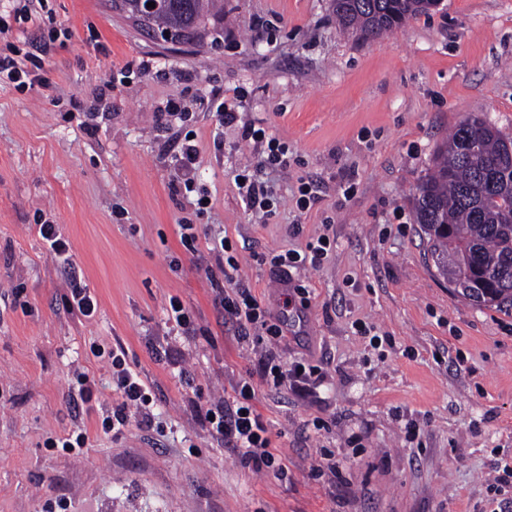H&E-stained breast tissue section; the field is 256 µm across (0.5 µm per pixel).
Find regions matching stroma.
Returning <instances> with one entry per match:
<instances>
[{
  "instance_id": "1",
  "label": "stroma",
  "mask_w": 512,
  "mask_h": 512,
  "mask_svg": "<svg viewBox=\"0 0 512 512\" xmlns=\"http://www.w3.org/2000/svg\"><path fill=\"white\" fill-rule=\"evenodd\" d=\"M7 45L46 84L0 81V512H512V486L493 483L512 465V315L458 297L414 217L456 124L477 115L512 138V0H442L370 41L338 31L333 0H220L194 39L169 43L112 0L27 13L0 0ZM214 91L241 92L238 123L204 106ZM169 100L184 121H166ZM244 122L288 148L265 220L235 183L257 161ZM188 134L191 171L176 156ZM304 182L316 194L301 209ZM44 222L68 241L93 317L66 311ZM321 235L320 266L291 272L307 304L286 306L290 285L263 258ZM222 237L287 324L282 360L322 372L304 391L255 387L283 479L205 419L259 356L216 303L208 245ZM173 297L191 332L168 321ZM95 344L123 346L151 390V425L101 432L120 398ZM81 374L99 393L77 407ZM75 430L86 448L51 447Z\"/></svg>"
}]
</instances>
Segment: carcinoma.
Masks as SVG:
<instances>
[{
    "mask_svg": "<svg viewBox=\"0 0 512 512\" xmlns=\"http://www.w3.org/2000/svg\"><path fill=\"white\" fill-rule=\"evenodd\" d=\"M440 0H334L339 29L382 37ZM149 24L177 37L200 28L214 0H159ZM512 140L469 116L436 148L432 174L415 197V221L425 233L440 277L463 298L512 312Z\"/></svg>",
    "mask_w": 512,
    "mask_h": 512,
    "instance_id": "cac0c4a2",
    "label": "carcinoma"
}]
</instances>
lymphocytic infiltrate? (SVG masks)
Masks as SVG:
<instances>
[{
    "instance_id": "lymphocytic-infiltrate-1",
    "label": "lymphocytic infiltrate",
    "mask_w": 512,
    "mask_h": 512,
    "mask_svg": "<svg viewBox=\"0 0 512 512\" xmlns=\"http://www.w3.org/2000/svg\"><path fill=\"white\" fill-rule=\"evenodd\" d=\"M39 233L49 243L62 275L70 285L69 310L85 317L93 316L97 302L77 277L69 245L62 237L58 225H40ZM231 248L230 241L226 239L212 247L216 265L226 284L224 292L218 297V304L225 319L235 322L241 338L251 340L255 346L260 347L261 353L252 375L241 378L234 396L220 401L211 409L210 426L226 445L241 450L244 456L278 473L282 466L279 457L270 449L269 424L256 408L254 384L262 382L269 391L275 393L290 385L303 389L309 386L312 378L318 377L319 369L301 359L287 365L280 363L273 346L281 339L283 329L279 324L268 321L261 301L240 280L238 264L230 254ZM108 356L112 365L113 385L122 401L111 416L102 419V433L121 430L133 420L140 424H150L153 398L138 374L128 368L124 348L119 345L112 347Z\"/></svg>"
}]
</instances>
